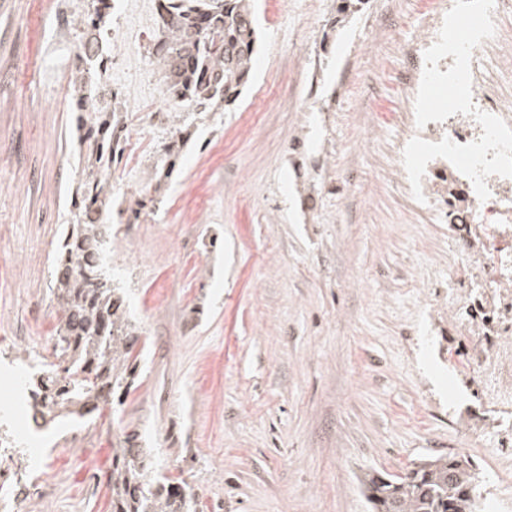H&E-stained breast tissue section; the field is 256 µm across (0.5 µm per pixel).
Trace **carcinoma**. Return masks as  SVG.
<instances>
[{
    "label": "carcinoma",
    "instance_id": "carcinoma-1",
    "mask_svg": "<svg viewBox=\"0 0 512 512\" xmlns=\"http://www.w3.org/2000/svg\"><path fill=\"white\" fill-rule=\"evenodd\" d=\"M162 17L158 63L184 95L185 115L166 147L179 153L186 123L204 112H221L240 96L252 69L255 37L251 0H167ZM77 22L83 47L106 27L112 10L106 0H86ZM84 85L100 88L98 54L83 57ZM83 144V175L72 196L71 234L56 258L65 276L54 272L52 294L65 322L54 344L56 361L43 363L32 398L42 396L45 424L83 420L112 404V393L129 388L134 369L132 324L123 293L112 287L104 253L112 217V163L124 139L113 112L77 117ZM112 512H188L192 496L160 472L144 448H116L112 454ZM479 473L465 454L437 455L385 482L376 472L361 479L371 512H479Z\"/></svg>",
    "mask_w": 512,
    "mask_h": 512
}]
</instances>
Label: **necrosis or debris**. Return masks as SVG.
<instances>
[{"label": "necrosis or debris", "mask_w": 512, "mask_h": 512, "mask_svg": "<svg viewBox=\"0 0 512 512\" xmlns=\"http://www.w3.org/2000/svg\"><path fill=\"white\" fill-rule=\"evenodd\" d=\"M454 0H432L421 33L406 44L399 74L402 106L396 115L399 134L393 145V172L401 183L409 178L403 151L414 137L429 142L450 138L466 144L480 138L482 127L471 116L455 114L442 122L418 126L415 97L424 70V52L437 39ZM491 18L495 34L472 54V92L477 108L512 127V0H495ZM160 94L163 108L150 122L158 129L169 125L167 104L179 93L165 79H149L144 88H129L118 97V110L131 107L143 94ZM490 196L480 200L472 182L446 159L429 162L422 179L424 201L409 199L416 214H430L436 224L449 225L448 280L428 290L426 304L437 325L465 338L469 351L462 365L465 382L476 384L485 401L498 413L477 425L462 422L464 432L492 433L498 448L512 451V178L497 175L486 180ZM49 487L22 464V455L9 432L0 433V512H28L34 501H46Z\"/></svg>", "instance_id": "1"}]
</instances>
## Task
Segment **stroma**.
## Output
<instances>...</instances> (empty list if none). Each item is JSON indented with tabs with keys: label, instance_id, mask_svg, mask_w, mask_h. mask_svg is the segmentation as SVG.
Instances as JSON below:
<instances>
[{
	"label": "stroma",
	"instance_id": "obj_1",
	"mask_svg": "<svg viewBox=\"0 0 512 512\" xmlns=\"http://www.w3.org/2000/svg\"><path fill=\"white\" fill-rule=\"evenodd\" d=\"M428 0H257L242 95L188 130L158 183L165 132L112 167V283L135 325V380L85 422L35 431L29 346L52 361L60 314L53 258L81 177L53 65L49 0H0V420L40 451L52 487L31 512H111L122 432L168 477L198 488L191 512H370L357 477L405 473L467 448L498 512L512 474L458 377L460 337L430 335L414 275L448 273L444 224L405 210L385 169L398 133L400 49ZM155 208L124 223L141 188Z\"/></svg>",
	"mask_w": 512,
	"mask_h": 512
}]
</instances>
